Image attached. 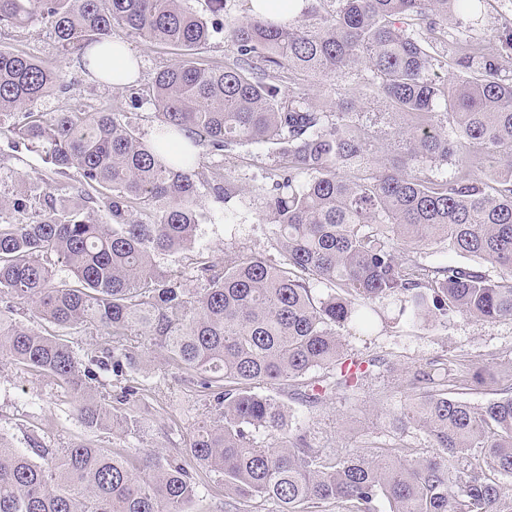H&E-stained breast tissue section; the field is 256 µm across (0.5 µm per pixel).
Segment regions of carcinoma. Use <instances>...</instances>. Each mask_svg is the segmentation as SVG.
<instances>
[{
	"label": "carcinoma",
	"mask_w": 512,
	"mask_h": 512,
	"mask_svg": "<svg viewBox=\"0 0 512 512\" xmlns=\"http://www.w3.org/2000/svg\"><path fill=\"white\" fill-rule=\"evenodd\" d=\"M481 2L304 0L275 20L267 0L240 17L222 15L224 0H208L207 15L186 0H0V28L37 20L63 52L132 33L184 56L155 74L159 124L145 139L122 112L31 111L58 87V71L0 49V117L56 176L51 191L0 201L10 210L0 220V363L55 381L85 431L136 433L146 421L141 388L114 394L107 379L141 369L125 347L140 336L210 390L216 410L167 458L92 443L49 448L35 431L21 449L0 431V512H189L200 495L194 470L219 478L227 512H251L256 499L278 512L322 503L376 512L381 499L389 512H512V484L487 473L512 477V379L476 408L448 395V363L409 370L410 385L427 390L393 424L427 431L426 456L404 445L367 457L328 452L259 392L301 385L302 401L317 405L356 386L340 326L372 334L450 315L512 319V73L492 48H512V30L476 37ZM219 30L233 54L219 66L196 61ZM437 34L456 48L449 65L460 76L449 83L430 77ZM361 66L372 92L409 121L394 155H378L343 94ZM285 83L294 87L286 99ZM239 144L278 146L282 162L261 191L282 259L200 261L205 287L190 293L156 257L194 245L200 187L216 203L234 197L221 170L200 167L198 148ZM474 149L481 169L470 166ZM450 162L453 177L428 174ZM438 243L473 264L426 265L421 250ZM54 258L71 277H56ZM318 283L333 292L316 294ZM24 304L44 326L17 318ZM51 327L103 329L111 342L84 361ZM474 448L485 465L459 469Z\"/></svg>",
	"instance_id": "cac0c4a2"
}]
</instances>
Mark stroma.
Instances as JSON below:
<instances>
[{
    "mask_svg": "<svg viewBox=\"0 0 512 512\" xmlns=\"http://www.w3.org/2000/svg\"><path fill=\"white\" fill-rule=\"evenodd\" d=\"M124 41L140 59V73L130 90L92 78L82 66L81 55L61 53L44 25L0 29V47L53 63L61 73V90L33 103L32 111L116 109L125 112L128 121L147 135L156 121L154 108L148 103L133 108L130 95L146 93L157 68L177 61L178 56L170 48L147 43L135 35L125 36ZM348 89L361 107V124L385 152H393L394 131L404 126V119L392 114L383 99L370 93L364 80H351ZM280 160L273 145H237L220 155L201 150V165L223 169L239 193L224 204L214 202L208 188H201L205 217L196 229L193 248L159 257L160 266L175 273L183 288L192 291L202 287V280L196 276L195 260L199 257L220 263L225 252L236 251L279 259L261 188ZM49 176L39 154L15 146L10 135L0 134V199L11 198L23 180ZM339 334L347 358L371 364L356 387L332 391L314 407L297 399L292 389L278 394L287 403L293 423L306 428L330 450L367 453L401 443L415 454H432V441L423 429L413 426L397 431L389 426L390 412L399 410L415 393L407 381L408 368L447 359L454 378L450 392L477 407L494 398L499 381L512 375V320L486 322L451 316L408 334L392 327L372 336L352 327L340 329ZM135 349L142 357L143 368L131 379L142 388L151 409L140 433L88 436L63 388L50 378L10 365H0V429L12 433L18 448L27 445L23 427L33 425L54 448L90 439L98 446L132 453L151 452L161 457L175 454L184 447L197 423L213 418L210 394L170 365L160 350L140 343ZM477 366L490 367L493 379L474 385L471 374Z\"/></svg>",
    "mask_w": 512,
    "mask_h": 512,
    "instance_id": "obj_1",
    "label": "stroma"
}]
</instances>
